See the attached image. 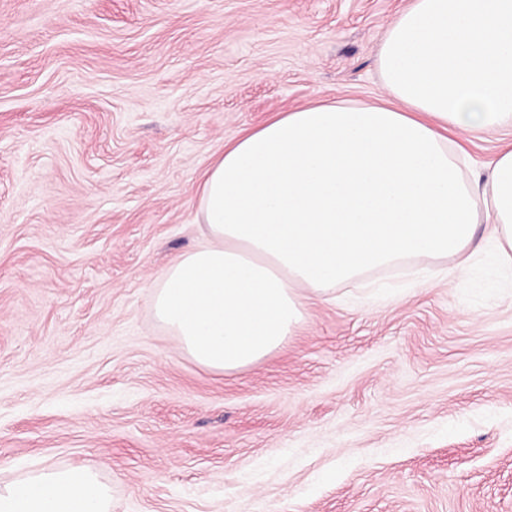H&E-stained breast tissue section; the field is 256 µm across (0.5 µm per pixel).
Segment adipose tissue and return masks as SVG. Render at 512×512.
<instances>
[{
  "label": "adipose tissue",
  "mask_w": 512,
  "mask_h": 512,
  "mask_svg": "<svg viewBox=\"0 0 512 512\" xmlns=\"http://www.w3.org/2000/svg\"><path fill=\"white\" fill-rule=\"evenodd\" d=\"M378 63L386 100H324L238 136L204 172L202 242L153 283L155 315L199 366L227 373L277 351L306 300L407 259L484 242L512 262V145L480 173L461 140L512 128V0H411ZM0 512H112L88 468L0 483Z\"/></svg>",
  "instance_id": "obj_1"
}]
</instances>
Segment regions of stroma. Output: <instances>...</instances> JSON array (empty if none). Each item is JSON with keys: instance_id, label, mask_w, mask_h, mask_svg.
<instances>
[{"instance_id": "35a3bbf8", "label": "stroma", "mask_w": 512, "mask_h": 512, "mask_svg": "<svg viewBox=\"0 0 512 512\" xmlns=\"http://www.w3.org/2000/svg\"><path fill=\"white\" fill-rule=\"evenodd\" d=\"M409 0H0V480L86 467L112 512H512V271L414 258L310 301L248 368L150 285L225 143L375 101Z\"/></svg>"}]
</instances>
